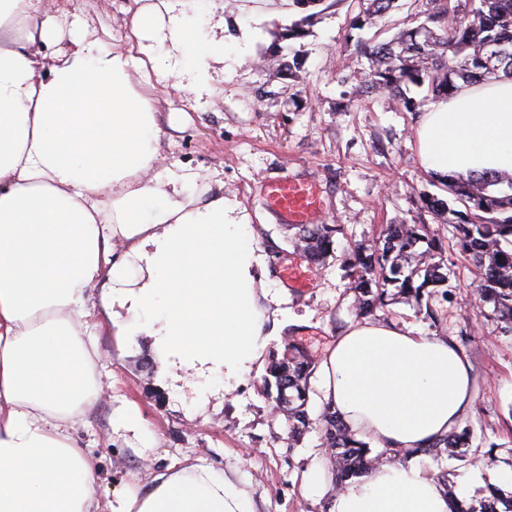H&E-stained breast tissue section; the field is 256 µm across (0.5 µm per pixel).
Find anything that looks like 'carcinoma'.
<instances>
[{
	"mask_svg": "<svg viewBox=\"0 0 512 512\" xmlns=\"http://www.w3.org/2000/svg\"><path fill=\"white\" fill-rule=\"evenodd\" d=\"M303 11L300 19L274 32L267 60L278 70L294 77L302 68L298 54L284 53L283 42L303 39L310 33L318 13L313 8L321 0H294ZM365 7L350 21V29L374 26L395 9L396 0H361ZM423 21L402 30L390 40L368 42L357 39L356 52L367 59L368 71L362 79L365 92H385L408 112H415L417 101L406 88L425 86L435 98L448 97L459 84H475L492 76L512 77V0H464L454 25H448V0H426ZM461 210L448 207L438 197L425 195L421 207L452 215L457 244L479 270L481 306L489 305L491 315L512 334V175L465 177L454 175L442 181ZM294 244L314 264L327 260L333 250L338 224H296ZM353 272L350 290L355 296L357 315L368 318L386 312L387 287L393 286L407 300L421 304L431 289L448 281L442 259L441 242L430 236L424 224H390L382 240L373 248L359 247L350 258ZM305 342L291 337L292 358H271L265 384L276 388L275 406L288 417L291 437L298 438L309 427L308 383L318 367L317 356L299 347ZM326 446L336 455V486L342 487L361 476L382 459L396 461L401 455L421 454L438 460L443 456L464 458L469 447L468 430L454 431L428 448L383 449L368 457V443L358 440L335 408L324 405L318 416ZM450 512H512V495L491 487L480 506L473 507L450 497Z\"/></svg>",
	"mask_w": 512,
	"mask_h": 512,
	"instance_id": "1",
	"label": "carcinoma"
}]
</instances>
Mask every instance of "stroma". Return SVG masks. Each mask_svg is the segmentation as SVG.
Masks as SVG:
<instances>
[{
    "label": "stroma",
    "mask_w": 512,
    "mask_h": 512,
    "mask_svg": "<svg viewBox=\"0 0 512 512\" xmlns=\"http://www.w3.org/2000/svg\"><path fill=\"white\" fill-rule=\"evenodd\" d=\"M130 4L57 0L52 14L60 38L40 46V53L50 56L67 48L76 19L107 46L125 47ZM187 11L199 21L224 20V60L213 66L215 94L201 106L194 95L158 81L154 73H141L140 80L156 86L163 164L199 172L201 184L240 203L258 235L261 278L276 313L270 351L283 353L286 336L293 334L325 352L356 320L347 266L355 248L376 244L389 224L428 225L442 243L450 277L447 298L433 302L442 321L432 325L400 300L390 304L387 319L414 334L452 340L472 369V404L461 421L472 431L468 458L436 461L441 482L454 488L473 476V505L487 487L512 491V336L480 316L477 271L459 250L447 216L418 205L422 194L445 195L419 159L418 113L398 108L388 95L357 91L367 61L355 55L347 34L358 0H324L309 35L295 43L304 66L294 80L258 64L289 18L250 11L243 0H190ZM285 177L320 189L324 206L315 223L343 227L325 265L309 266L312 286L303 291L287 285L281 274L297 253L286 240L285 222L263 195L268 180ZM103 294L102 286L91 288L89 305L97 324L99 378L112 391L89 425L73 432L79 448L97 464L100 502L126 488L148 486L170 465L206 464L236 473L257 512H329L336 461L317 421L318 379L310 381L311 424L290 443L288 421L264 391V363H257L232 394L217 381L207 400H195L189 389L172 386L148 338L132 344L119 336L102 307ZM123 406L137 409L141 430L113 423V412ZM314 464L325 471L321 491L307 487Z\"/></svg>",
    "instance_id": "stroma-1"
}]
</instances>
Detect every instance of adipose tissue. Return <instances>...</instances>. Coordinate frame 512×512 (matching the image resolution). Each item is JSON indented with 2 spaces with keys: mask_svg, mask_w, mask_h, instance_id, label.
I'll list each match as a JSON object with an SVG mask.
<instances>
[{
  "mask_svg": "<svg viewBox=\"0 0 512 512\" xmlns=\"http://www.w3.org/2000/svg\"><path fill=\"white\" fill-rule=\"evenodd\" d=\"M185 0L136 6L129 51L59 36L34 0H0V512H100L94 460L71 428L101 393L87 293L107 281L132 314L127 338H151L198 400L212 379L232 391L261 360L272 318L251 224L237 202L195 192L189 168H159L161 114L134 74L196 96L224 41ZM419 158L437 177L512 173V79L461 86L421 113ZM323 400L394 450L425 448L457 426L473 376L445 338L360 319L319 363ZM109 512H255L234 475L169 468L128 488ZM329 512H448L430 462L385 460L336 490Z\"/></svg>",
  "mask_w": 512,
  "mask_h": 512,
  "instance_id": "obj_1",
  "label": "adipose tissue"
}]
</instances>
